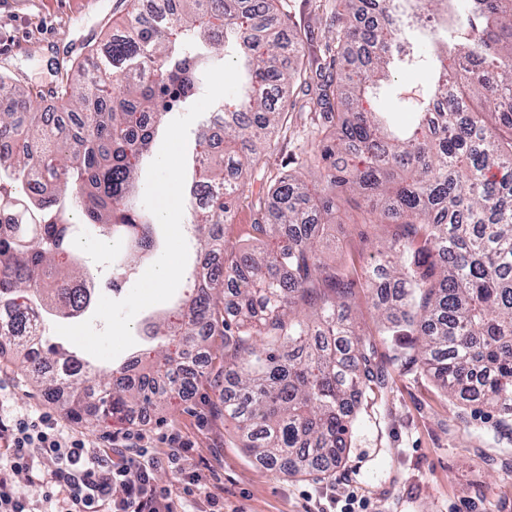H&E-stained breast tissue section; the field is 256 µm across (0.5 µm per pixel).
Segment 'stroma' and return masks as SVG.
<instances>
[{
	"label": "stroma",
	"instance_id": "1",
	"mask_svg": "<svg viewBox=\"0 0 512 512\" xmlns=\"http://www.w3.org/2000/svg\"><path fill=\"white\" fill-rule=\"evenodd\" d=\"M285 2L305 69L333 25L318 10L317 0ZM129 8L128 0H0V74L29 88L37 110H58V87L88 46L104 43ZM285 167L300 169L309 182L319 175L314 141L293 111L286 131L275 133L248 176L255 183ZM389 231L384 224L354 223L346 197H339L335 222L320 247L322 259L352 268L357 279H364L380 263ZM102 242L97 231L81 227L77 248L100 294L119 300L146 266L140 263L129 271L121 290L110 289L112 254L102 250ZM349 303L374 338L388 385L381 400L362 406L342 463L324 478H291L255 460L235 423L218 410L224 392V338L215 335L193 396L173 397L164 410L148 413L141 431L140 443L152 454L170 452L177 440L190 444L179 464L199 471L206 482L185 495L186 512H205L210 493L223 496L224 512H341L350 493L366 502L365 512H512V435L497 434V414L449 400L410 350L380 332L365 289H355ZM0 404L13 414L51 413L92 443L102 433L128 430L113 419L74 422L60 402L37 394L11 364H0Z\"/></svg>",
	"mask_w": 512,
	"mask_h": 512
}]
</instances>
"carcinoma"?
Returning a JSON list of instances; mask_svg holds the SVG:
<instances>
[{
  "label": "carcinoma",
  "instance_id": "cac0c4a2",
  "mask_svg": "<svg viewBox=\"0 0 512 512\" xmlns=\"http://www.w3.org/2000/svg\"><path fill=\"white\" fill-rule=\"evenodd\" d=\"M282 0H176L166 15L134 7L92 47L60 90L64 111L32 112V94L0 75V336L24 377L78 419L123 421L192 396L193 351L224 328V415L245 447L288 476L330 474L351 442L356 409L385 385L371 336L348 304L368 289L382 331L409 347L451 398L488 406L512 433V0H334L310 115L320 184L293 172L254 194L252 230L274 249L247 250L214 230L252 192L243 172L259 162L293 94L299 53L280 29ZM236 58L241 82L202 126L223 124L224 147L195 136L189 158V291L150 326L149 369L125 359L102 375L83 352L52 339V320L81 319L95 289L73 249L78 225L95 224L133 252L122 274L155 246L156 218L136 205L139 169L163 132L165 98L192 101L211 55ZM428 84L391 83L398 70ZM394 98L414 114L368 111ZM364 224L391 227L384 263L359 284L318 253L336 190Z\"/></svg>",
  "mask_w": 512,
  "mask_h": 512
}]
</instances>
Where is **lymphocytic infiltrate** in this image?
I'll list each match as a JSON object with an SVG mask.
<instances>
[{
	"label": "lymphocytic infiltrate",
	"mask_w": 512,
	"mask_h": 512,
	"mask_svg": "<svg viewBox=\"0 0 512 512\" xmlns=\"http://www.w3.org/2000/svg\"><path fill=\"white\" fill-rule=\"evenodd\" d=\"M114 437L90 444L58 420L0 413V512H180L178 486L155 485L157 457L129 446L114 461ZM26 473L33 492L19 495Z\"/></svg>",
	"instance_id": "f902f5d3"
}]
</instances>
